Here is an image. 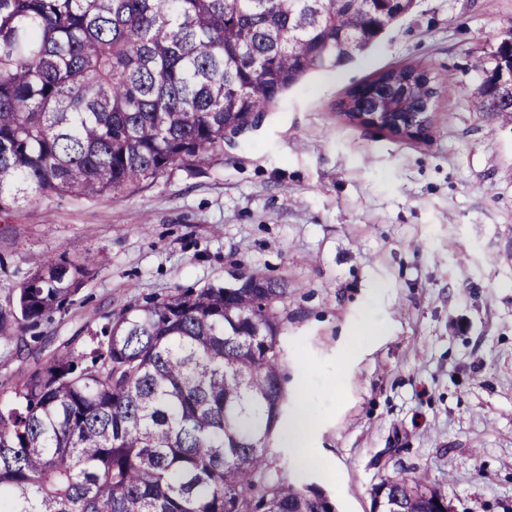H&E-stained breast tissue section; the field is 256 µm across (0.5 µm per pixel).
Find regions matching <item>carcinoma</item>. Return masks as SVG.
<instances>
[{
  "label": "carcinoma",
  "mask_w": 512,
  "mask_h": 512,
  "mask_svg": "<svg viewBox=\"0 0 512 512\" xmlns=\"http://www.w3.org/2000/svg\"><path fill=\"white\" fill-rule=\"evenodd\" d=\"M414 0H0V212L29 193L124 198L205 164L289 87L364 52ZM483 105L512 68L480 65ZM404 67L366 83L400 90ZM48 260L0 308V338L72 305L87 267ZM176 288L108 316L0 392V512H336L267 479L287 397L288 287ZM373 512H452L427 471L375 489Z\"/></svg>",
  "instance_id": "1"
}]
</instances>
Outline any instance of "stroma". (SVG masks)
I'll return each instance as SVG.
<instances>
[{"label":"stroma","mask_w":512,"mask_h":512,"mask_svg":"<svg viewBox=\"0 0 512 512\" xmlns=\"http://www.w3.org/2000/svg\"><path fill=\"white\" fill-rule=\"evenodd\" d=\"M511 36L512 0H415L214 161L121 199L37 194L0 213V307L48 259L95 257L39 339L0 341V382L87 347L101 316L257 272L288 285L285 388L316 410L322 461L273 439L270 479L371 512L383 479L424 469L455 512H512V116L487 111L473 67ZM406 66L437 89L421 131L348 113L355 87ZM374 312L383 333L350 352Z\"/></svg>","instance_id":"35a3bbf8"}]
</instances>
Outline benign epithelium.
I'll use <instances>...</instances> for the list:
<instances>
[{
  "label": "benign epithelium",
  "mask_w": 512,
  "mask_h": 512,
  "mask_svg": "<svg viewBox=\"0 0 512 512\" xmlns=\"http://www.w3.org/2000/svg\"><path fill=\"white\" fill-rule=\"evenodd\" d=\"M433 86L431 78L426 76L421 79L420 90L415 93L403 95L400 102L396 104L397 112L385 111V105L390 101L388 97H375L372 99L373 109L370 112H354L352 116L358 120L377 125L385 122L386 127L402 133H411L424 127L427 123L429 112L432 110ZM420 102V111L411 112L415 102Z\"/></svg>",
  "instance_id": "7a95c632"
}]
</instances>
